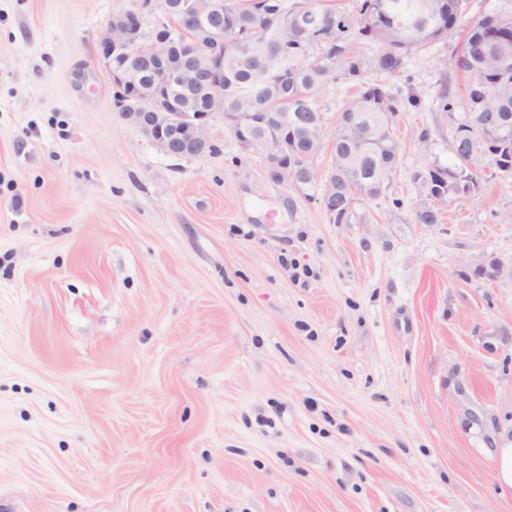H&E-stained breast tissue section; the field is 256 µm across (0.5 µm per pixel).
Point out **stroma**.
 <instances>
[{
	"mask_svg": "<svg viewBox=\"0 0 512 512\" xmlns=\"http://www.w3.org/2000/svg\"><path fill=\"white\" fill-rule=\"evenodd\" d=\"M133 0H0V512H512V178L453 162L459 35L395 75L398 162L336 224L209 118L176 158L116 112ZM500 447L497 448V458L494 470V480L501 492H512V439H500Z\"/></svg>",
	"mask_w": 512,
	"mask_h": 512,
	"instance_id": "stroma-1",
	"label": "stroma"
}]
</instances>
